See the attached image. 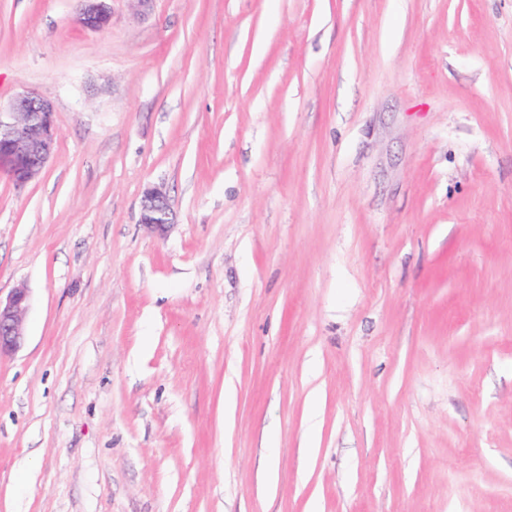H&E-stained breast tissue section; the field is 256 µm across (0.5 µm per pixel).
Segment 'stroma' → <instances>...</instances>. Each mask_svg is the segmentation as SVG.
I'll return each mask as SVG.
<instances>
[{"label":"stroma","mask_w":512,"mask_h":512,"mask_svg":"<svg viewBox=\"0 0 512 512\" xmlns=\"http://www.w3.org/2000/svg\"><path fill=\"white\" fill-rule=\"evenodd\" d=\"M111 7L0 0V512H512V0ZM109 0H78L75 20L82 27L92 31H103L110 27L112 14ZM57 138L53 104L33 93L16 96L9 112L0 109V169L17 185L37 178ZM171 215L165 187L158 184L146 188L140 203V223L164 234L167 226L172 223ZM28 310L27 288H14L5 301L0 296V357L15 352L23 344Z\"/></svg>","instance_id":"obj_1"}]
</instances>
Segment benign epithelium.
Masks as SVG:
<instances>
[{
  "mask_svg": "<svg viewBox=\"0 0 512 512\" xmlns=\"http://www.w3.org/2000/svg\"><path fill=\"white\" fill-rule=\"evenodd\" d=\"M75 20L92 31L110 27L112 14L108 0H78ZM57 138L53 104L33 93L16 96L9 111H0V169L18 185L37 178L53 152ZM139 221L158 233L171 224V210L163 185L145 189L140 203ZM29 293L22 286L0 299V356L18 350L25 339V317Z\"/></svg>",
  "mask_w": 512,
  "mask_h": 512,
  "instance_id": "7a95c632",
  "label": "benign epithelium"
}]
</instances>
